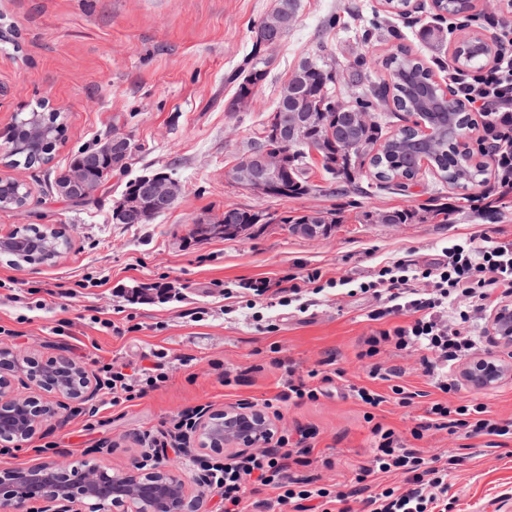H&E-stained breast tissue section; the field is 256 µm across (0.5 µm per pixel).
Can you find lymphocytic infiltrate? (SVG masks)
I'll list each match as a JSON object with an SVG mask.
<instances>
[{
  "mask_svg": "<svg viewBox=\"0 0 512 512\" xmlns=\"http://www.w3.org/2000/svg\"><path fill=\"white\" fill-rule=\"evenodd\" d=\"M507 10V16L491 28L497 48L492 65L449 75L457 96L481 119L482 141L490 149L501 198L512 194V0ZM359 289L381 303L368 315L376 326L363 341L365 356H378L387 348L421 352L426 375L447 394L458 388L457 368L482 344L474 330L478 317L512 297V241L479 247L474 239H459L432 263L400 257L380 267ZM404 314L410 317L407 324L384 326L385 318ZM109 373L106 392L116 404L143 397L168 380L165 365L158 362L137 374L127 373L125 364L116 362ZM428 414L431 426L460 431L469 438L512 435V426L490 418L486 404L475 400L457 407L435 403ZM371 434L376 452L369 465L360 467L359 480L398 471L407 488L368 497L367 512H436L448 495V474L458 458L425 457L395 447L393 430L380 423ZM287 444L281 436L258 453L236 455L221 464L204 457L196 466L207 471L208 485L218 490L224 512H284L288 507L309 512L307 503L313 499L337 504V512H350L347 494H331L307 480L301 489H294L291 465L307 467L311 460L307 452L288 449Z\"/></svg>",
  "mask_w": 512,
  "mask_h": 512,
  "instance_id": "lymphocytic-infiltrate-1",
  "label": "lymphocytic infiltrate"
}]
</instances>
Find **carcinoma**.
I'll list each match as a JSON object with an SVG mask.
<instances>
[{"label":"carcinoma","instance_id":"carcinoma-1","mask_svg":"<svg viewBox=\"0 0 512 512\" xmlns=\"http://www.w3.org/2000/svg\"><path fill=\"white\" fill-rule=\"evenodd\" d=\"M264 23L265 19L262 18L253 26L252 53L235 75L238 96L257 90L265 80L267 60L259 50ZM484 45L485 42L479 38L463 41L456 51L454 64L460 69L481 67L488 60V56L482 53ZM308 62L303 91L320 101L326 100V103L312 111L305 149L314 150L321 156L323 167L329 174L352 181L359 175L366 159L369 160L372 177L379 185L411 181L425 165L439 174L441 179L458 187L473 184L485 174L486 164L474 161V154L466 145L448 135L450 127L461 133L469 129L468 112L460 109L459 100L445 96L443 88L421 59L404 49L387 56L383 66L389 73L390 82L385 88L396 111L426 113L424 121L430 133L404 126L386 138L382 137L377 121L373 120L365 126L357 125L350 120L348 113L332 111L329 100L334 98V63L321 56L310 58ZM290 111L292 107L289 103L278 100L258 141L239 158L242 163L258 150L279 151L288 155V171L278 180L279 187L269 193V196L276 198H293L312 189L305 171L306 153L299 152L297 147L288 145L283 137L274 134L273 119L277 118L284 124ZM63 133L60 113L47 112L43 106L16 119L6 134L10 140L9 166L31 169L48 163ZM96 153L97 148L84 147L72 154L67 166L56 174L54 182L66 181L69 170L76 164L84 166L87 176L78 188L61 191L59 195L76 204L97 199L109 174L103 172ZM29 198L30 191L25 184L10 177L0 179V209H17L26 205ZM229 213L234 215V221L214 220V223L224 225L226 238L235 237L255 224L267 223L266 215L260 212L231 208ZM329 222L333 224L335 220L318 222L308 214L282 219L290 231L305 236L309 235L307 225H314L317 232L323 234ZM68 247L69 240L65 235L36 227L20 228L0 244V250L11 256L16 264L43 262Z\"/></svg>","mask_w":512,"mask_h":512}]
</instances>
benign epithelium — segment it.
<instances>
[{
	"mask_svg": "<svg viewBox=\"0 0 512 512\" xmlns=\"http://www.w3.org/2000/svg\"><path fill=\"white\" fill-rule=\"evenodd\" d=\"M309 115L296 110L288 115V126L276 129L290 144L305 140ZM112 159L125 155L129 138L114 133L107 137ZM287 161L281 153L261 152L252 161L236 165L228 176L240 188L264 196L283 173ZM178 185L165 176H151L142 183V192L154 208L169 207L177 197ZM493 342L508 349L512 359V307L502 305L492 319ZM506 369L503 359L479 357L463 369L465 380L473 385H491ZM59 396L73 402H86L96 392L93 377L73 360L60 356L40 362L35 358L0 347V434L17 443L24 442L40 425L62 421L67 404L40 402L15 396L11 378L18 372ZM270 422L264 413L247 403L230 406L218 416L202 414L193 424L200 449H232L246 453L264 444ZM93 498L100 512H203L200 498L189 499L181 474L158 465L147 471L140 467L110 472L94 466L78 472L51 460L0 473V512H22L33 501L43 503L42 512H80L81 503Z\"/></svg>",
	"mask_w": 512,
	"mask_h": 512,
	"instance_id": "1",
	"label": "benign epithelium"
}]
</instances>
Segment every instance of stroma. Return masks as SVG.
<instances>
[{"label": "stroma", "mask_w": 512, "mask_h": 512, "mask_svg": "<svg viewBox=\"0 0 512 512\" xmlns=\"http://www.w3.org/2000/svg\"><path fill=\"white\" fill-rule=\"evenodd\" d=\"M277 0H0V133L17 113L38 104L61 113L65 137L52 160L38 169L7 167L0 173L31 189L22 209L0 210V238L32 226L65 229L70 249L52 261L12 264L0 255V280L21 289L50 290L42 309L13 301L0 287V347L39 359L61 354L88 371L119 359L134 364L160 352L169 379L145 397L120 405L97 392L91 403L67 411L63 424L37 428L22 445L0 451V470L46 460L87 462L119 471L148 458V448L172 416L187 408L217 413L249 403L263 408L288 378L317 369L335 374L331 391L300 405L280 404L273 420L294 436L311 428L307 467L292 474L348 494L351 512H364L368 496L401 492L398 473L358 484L373 455L371 428L381 422L406 448L460 457L448 476V512H512V438L497 447L445 429L415 439L432 401L456 407L480 397L491 415L512 423V370L483 391L470 385L452 393L433 387L417 351L361 357L362 340L377 308L368 293L343 294L341 281L368 280L380 266L403 256L439 259L449 240L476 237L512 241V194L496 211L484 192L495 182L458 188L422 169L408 189L379 190L363 174L357 185L333 179L318 154L308 161L315 188L298 198L259 197L227 176L273 112L283 81L305 58L328 55L339 67L364 63L373 80L386 78L382 59L404 48L425 60L440 84L448 82L453 49L469 33L487 32L504 0H474L470 15L437 20L431 0H411L407 14L388 13L384 0H297L287 36L267 54V77L249 106L225 111L236 86L229 76L251 49L253 24ZM126 133L136 150L125 171L113 173L102 196L86 204L56 197L50 174L77 149ZM157 171L172 173L181 194L149 224H116L112 208L128 181ZM265 212L269 221L236 237L193 236L196 222L225 209ZM406 210V224H386L381 214ZM319 213L332 219L327 233L306 237L282 225L285 216ZM318 270L322 291L301 313L279 305H251L238 284ZM82 288H75V281ZM164 280L177 295L131 304L117 288ZM204 311L202 321L192 312ZM115 323L100 330L98 319ZM412 392L411 404L392 398V386ZM365 386L385 402L369 409L352 387Z\"/></svg>", "instance_id": "obj_1"}]
</instances>
